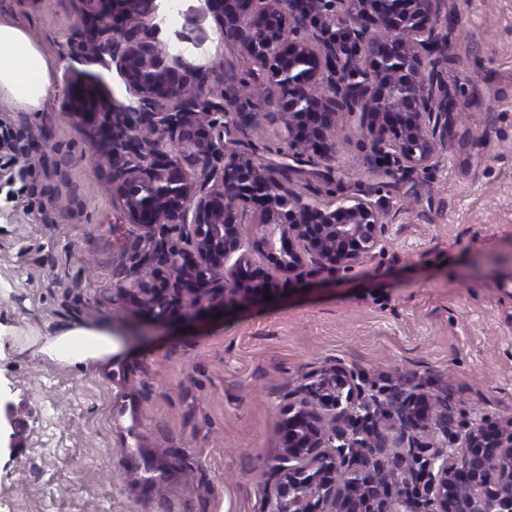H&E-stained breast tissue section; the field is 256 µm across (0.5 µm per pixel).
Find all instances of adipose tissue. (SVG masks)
<instances>
[{"mask_svg": "<svg viewBox=\"0 0 512 512\" xmlns=\"http://www.w3.org/2000/svg\"><path fill=\"white\" fill-rule=\"evenodd\" d=\"M50 85L49 66L42 50L27 32L0 22V99L33 112L44 102ZM124 342L110 328L78 321L68 322L51 333L23 335L20 352L63 366L112 368L114 356L123 353Z\"/></svg>", "mask_w": 512, "mask_h": 512, "instance_id": "ef3b65f1", "label": "adipose tissue"}]
</instances>
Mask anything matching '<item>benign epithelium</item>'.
<instances>
[{
  "label": "benign epithelium",
  "mask_w": 512,
  "mask_h": 512,
  "mask_svg": "<svg viewBox=\"0 0 512 512\" xmlns=\"http://www.w3.org/2000/svg\"><path fill=\"white\" fill-rule=\"evenodd\" d=\"M81 57L116 65L136 97L117 104L75 76L63 111L103 113L112 194L137 243L118 295L163 320L229 307L271 272L349 270L383 246L380 202L336 180L337 117L358 120L374 171L427 172L464 101L440 67L445 0H210L224 42L248 64L190 72L153 40L141 0H97ZM337 11L336 32L324 24ZM279 126L285 161L237 148ZM29 131L23 175L47 160ZM321 166L327 200L291 175ZM283 448L263 512H512V418L448 437V402L401 389L387 403L340 362L302 376L281 407Z\"/></svg>",
  "instance_id": "7a95c632"
}]
</instances>
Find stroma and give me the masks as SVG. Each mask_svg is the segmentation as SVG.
Here are the masks:
<instances>
[{"instance_id": "obj_1", "label": "stroma", "mask_w": 512, "mask_h": 512, "mask_svg": "<svg viewBox=\"0 0 512 512\" xmlns=\"http://www.w3.org/2000/svg\"><path fill=\"white\" fill-rule=\"evenodd\" d=\"M448 85L477 123H452L428 172L389 180L382 249L350 271L275 274L222 312L165 320L114 285L133 233L94 148L99 121L63 111L73 34L96 0H0V22L45 53L38 111L0 122L51 134L49 166L0 185V512H261L281 453L280 408L326 362L378 398H448V431L512 417V0H447ZM144 22L186 66L240 68L208 0H144ZM339 172L369 146L340 115ZM66 321L111 326L127 356L102 375L31 358L18 335ZM13 405L26 430L10 449Z\"/></svg>"}]
</instances>
